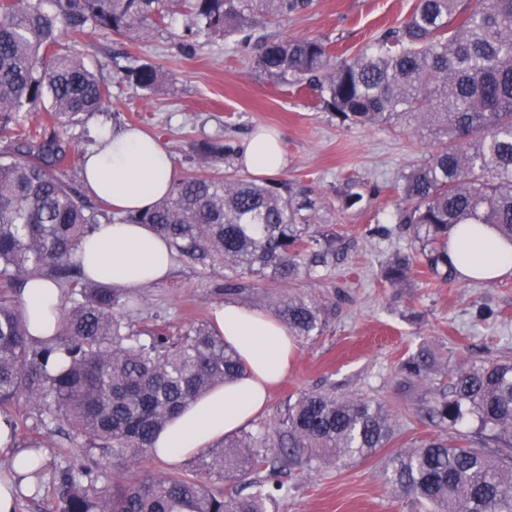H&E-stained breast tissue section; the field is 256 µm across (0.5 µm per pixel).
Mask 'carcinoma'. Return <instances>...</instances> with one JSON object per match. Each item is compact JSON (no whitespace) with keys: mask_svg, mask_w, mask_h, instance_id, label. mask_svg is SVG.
<instances>
[{"mask_svg":"<svg viewBox=\"0 0 512 512\" xmlns=\"http://www.w3.org/2000/svg\"><path fill=\"white\" fill-rule=\"evenodd\" d=\"M199 30L234 36L254 51L255 68L319 92L322 108L340 124L382 125L405 118L414 129L434 126L442 147L401 176L406 203L399 223L412 230L420 256L437 275L455 274L448 234L458 224H493L512 240V0H416L397 27L383 31L376 51L338 57L320 37L262 38L256 18L280 21L312 0H181ZM0 0V132L20 127L23 112L51 122L24 129L0 154V415L20 396L39 408L42 423L65 419L89 449L136 458L180 411L237 377L243 365L210 325L178 335L133 330L124 311L131 298L82 276L75 254L97 224H149L191 263L228 270V293L255 286L252 275L295 280L331 264L335 237L315 230L286 181L258 183L233 172L188 175L156 204L115 219L95 210L63 178L70 147L58 131L64 120L102 112L110 93L59 42V24L79 34L91 25L118 35L145 33L164 23L167 0ZM159 69L128 68L124 79L153 90ZM201 153L222 162L238 148L206 142ZM408 256L385 269L391 286L411 270ZM31 276L62 281L75 295L56 341L29 338L22 302L6 292ZM294 336H319L321 304L290 298L275 311ZM433 359L418 354L402 364L423 378ZM428 415L448 428L467 415L487 438L432 440L397 454L387 482L419 512H512V361L456 365ZM384 406L333 392H304L288 401L269 437L250 444L226 440L193 474L135 482L107 471L66 466L58 472L59 512H268L265 483L286 464L366 458L391 440ZM259 468L255 491L215 489ZM18 477L19 497L39 492ZM103 486H98V483Z\"/></svg>","mask_w":512,"mask_h":512,"instance_id":"cac0c4a2","label":"carcinoma"}]
</instances>
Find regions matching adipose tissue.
<instances>
[{
  "instance_id": "obj_1",
  "label": "adipose tissue",
  "mask_w": 512,
  "mask_h": 512,
  "mask_svg": "<svg viewBox=\"0 0 512 512\" xmlns=\"http://www.w3.org/2000/svg\"><path fill=\"white\" fill-rule=\"evenodd\" d=\"M242 171L271 178L287 166L281 135L260 128L243 143ZM83 182L94 197L118 212L144 210L167 194L179 179L169 150L158 139L134 128L99 136L87 154ZM448 255L461 279L481 282L512 277V241L489 224H460L448 235ZM77 259L93 280L124 290L164 280L172 265L168 242L147 224H101L81 242ZM23 313L32 340L47 342L62 329V295L49 279L35 276L22 291ZM213 326L239 355L244 375L224 384L177 414L153 442L154 455L181 462L246 426L266 408L271 388L283 380L295 346L277 318L227 301L213 311ZM0 512H18L12 494L17 467L33 469L41 458L17 448L11 427L0 417Z\"/></svg>"
}]
</instances>
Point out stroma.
<instances>
[{"label":"stroma","mask_w":512,"mask_h":512,"mask_svg":"<svg viewBox=\"0 0 512 512\" xmlns=\"http://www.w3.org/2000/svg\"><path fill=\"white\" fill-rule=\"evenodd\" d=\"M415 0H314L306 12L288 20L262 22L257 33L270 37L319 36L333 41L337 53L375 49L378 32L398 25ZM189 23L176 13L168 28L142 38L87 29L61 42L81 58L97 79L109 85L107 110L82 116L63 136L72 149L88 150L98 132L133 126L157 137L171 152L179 172L199 166L196 147L204 141L241 145L260 125L280 131L288 165L282 173L294 190L311 191L317 200L310 222L334 232L336 260L312 277L269 283L259 281L245 294L218 291L222 272L174 257L162 283L130 290L132 307L124 314L137 330L165 326L179 332L210 321L227 300L273 313L284 300L303 297L323 304L327 325L319 336L297 337L291 366L270 396L266 411L241 437H259L278 423L288 398L305 391L361 396L382 403L395 434L386 447L343 466L294 467L280 475L283 485L268 512H414L383 470L397 453L447 438L448 431L421 411L422 404L446 383L448 367L512 358V278L467 283L444 282L418 264L402 286L382 277L395 255H409L416 243L397 219L401 175L441 145L439 137L405 127L342 125L321 109L312 91L268 77L253 65V54L231 38L199 32L194 50L182 35ZM151 63L162 71L160 85L145 92L123 78L126 66ZM357 189L362 201L345 207L342 198ZM430 352L435 367L424 380H407L401 363ZM18 448L38 447L49 469L33 499L19 512H55L59 502L54 470L99 461L122 481L188 473L194 460L166 462L147 452L129 461L87 450L68 427L48 430L36 407L19 400L11 409Z\"/></svg>","instance_id":"stroma-1"}]
</instances>
